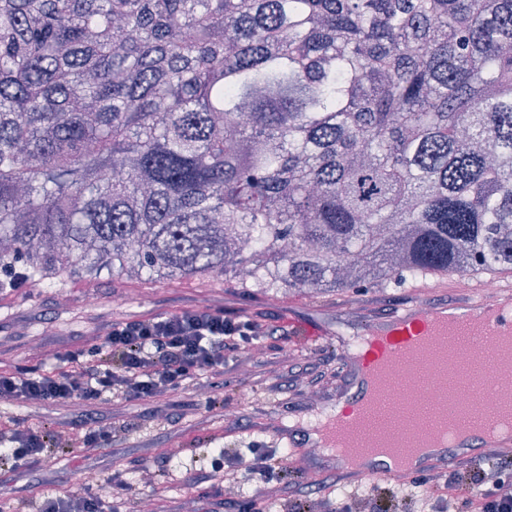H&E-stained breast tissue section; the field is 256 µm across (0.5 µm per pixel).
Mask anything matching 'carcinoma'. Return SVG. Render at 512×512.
<instances>
[{
    "mask_svg": "<svg viewBox=\"0 0 512 512\" xmlns=\"http://www.w3.org/2000/svg\"><path fill=\"white\" fill-rule=\"evenodd\" d=\"M326 291L512 273V0H0V264Z\"/></svg>",
    "mask_w": 512,
    "mask_h": 512,
    "instance_id": "cac0c4a2",
    "label": "carcinoma"
}]
</instances>
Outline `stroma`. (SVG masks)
I'll use <instances>...</instances> for the list:
<instances>
[{"instance_id": "stroma-1", "label": "stroma", "mask_w": 512, "mask_h": 512, "mask_svg": "<svg viewBox=\"0 0 512 512\" xmlns=\"http://www.w3.org/2000/svg\"><path fill=\"white\" fill-rule=\"evenodd\" d=\"M115 296L125 298L123 307L112 306ZM406 298L402 288L332 291L318 299L283 291L273 304L265 289L242 288L216 278L140 286L107 274L97 279L65 277L37 294L25 288L0 292V369L38 365L52 371L56 355L100 344L112 322L127 316L210 306L230 315H258L282 326L293 315L344 332L366 305L392 308ZM305 354L321 358L333 371L344 358V347L332 336L309 347L300 346L291 335L269 341L263 353L250 361L248 372L214 390V397L221 401L214 409L207 408L205 395L196 389L154 403L107 399L88 407H2L0 416L29 425L74 431L95 420L117 435L108 448L54 451L27 468L0 465V506L10 512H30L41 497L63 496L81 488L108 500L113 494L110 479L118 473L130 486L127 512H142L148 501L156 503L159 512H223L215 498L205 497L204 487L186 482L188 476L210 471L213 449L234 453L249 440L266 439L270 421L310 422L333 412L343 400L345 388L339 381L315 386L311 374L293 371V358ZM245 394L251 404L241 408L240 422H231L225 412L240 408ZM126 423L135 424V432H122Z\"/></svg>"}]
</instances>
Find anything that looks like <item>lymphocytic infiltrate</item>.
<instances>
[{"label": "lymphocytic infiltrate", "mask_w": 512, "mask_h": 512, "mask_svg": "<svg viewBox=\"0 0 512 512\" xmlns=\"http://www.w3.org/2000/svg\"><path fill=\"white\" fill-rule=\"evenodd\" d=\"M269 329L247 314L228 315L223 309L185 308L165 316L127 317L113 322L103 342L90 349L62 355V370L46 374L18 367L0 371V405L43 403L90 404L110 397L124 402H148L197 387L201 379H221L263 347ZM112 430L82 427L76 435H52L20 420L0 422V463L14 468L38 463L47 449L108 447ZM293 462L289 450L266 451L250 443L246 451L226 456L215 449L214 470L231 469L233 480L250 484L242 500L225 499V512H272L263 488L281 481ZM467 495L461 512H512V464L478 458L436 477L416 478L421 503L440 508L455 496L459 480ZM118 506L88 491L46 497L37 512H117Z\"/></svg>", "instance_id": "lymphocytic-infiltrate-1"}]
</instances>
